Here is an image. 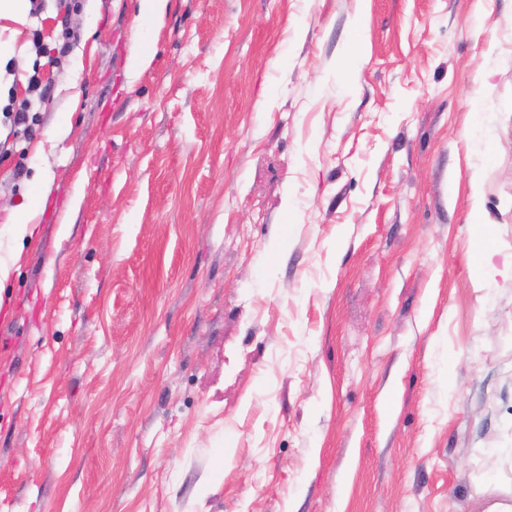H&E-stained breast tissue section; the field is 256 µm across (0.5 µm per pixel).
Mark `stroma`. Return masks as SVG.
Masks as SVG:
<instances>
[{
	"label": "stroma",
	"mask_w": 512,
	"mask_h": 512,
	"mask_svg": "<svg viewBox=\"0 0 512 512\" xmlns=\"http://www.w3.org/2000/svg\"><path fill=\"white\" fill-rule=\"evenodd\" d=\"M139 3L0 19V512H512L506 0ZM41 85V80L37 76V71H35L34 75H32L29 79V88H31V90L36 93V97L28 99L15 112H6L11 117H13L12 120L14 126L18 128L23 127L24 131L29 130L30 112H33L35 108H39L48 98L49 87L47 85L41 87ZM49 191V183H45L41 191V197L30 205V214L25 219H22L20 224L15 226V237L18 243L22 244L25 239H31L34 236L36 224H31V221L39 212L41 199L46 196Z\"/></svg>",
	"instance_id": "stroma-1"
}]
</instances>
